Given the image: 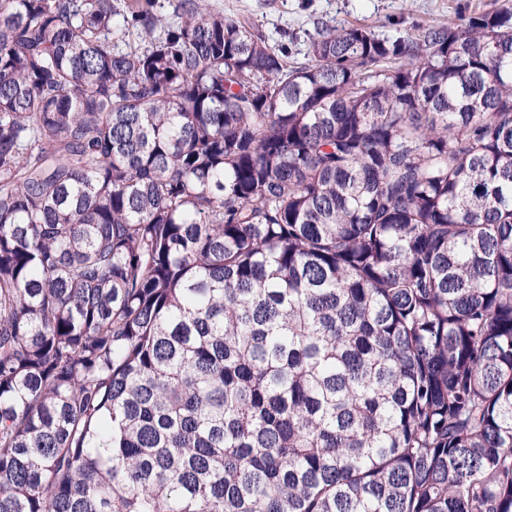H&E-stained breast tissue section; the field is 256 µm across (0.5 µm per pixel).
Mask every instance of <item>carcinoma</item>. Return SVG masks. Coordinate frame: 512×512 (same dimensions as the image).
Masks as SVG:
<instances>
[{
	"label": "carcinoma",
	"mask_w": 512,
	"mask_h": 512,
	"mask_svg": "<svg viewBox=\"0 0 512 512\" xmlns=\"http://www.w3.org/2000/svg\"><path fill=\"white\" fill-rule=\"evenodd\" d=\"M286 57L0 0V512H512V9Z\"/></svg>",
	"instance_id": "carcinoma-1"
}]
</instances>
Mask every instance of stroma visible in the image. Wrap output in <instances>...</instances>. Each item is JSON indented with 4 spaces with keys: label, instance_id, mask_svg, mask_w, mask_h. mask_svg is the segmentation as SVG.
I'll return each mask as SVG.
<instances>
[{
    "label": "stroma",
    "instance_id": "35a3bbf8",
    "mask_svg": "<svg viewBox=\"0 0 512 512\" xmlns=\"http://www.w3.org/2000/svg\"><path fill=\"white\" fill-rule=\"evenodd\" d=\"M242 24L259 28L271 45L286 47L289 63L302 62L307 37L322 26L364 25L386 35L416 24H451L490 4L512 8V0H208Z\"/></svg>",
    "mask_w": 512,
    "mask_h": 512
}]
</instances>
